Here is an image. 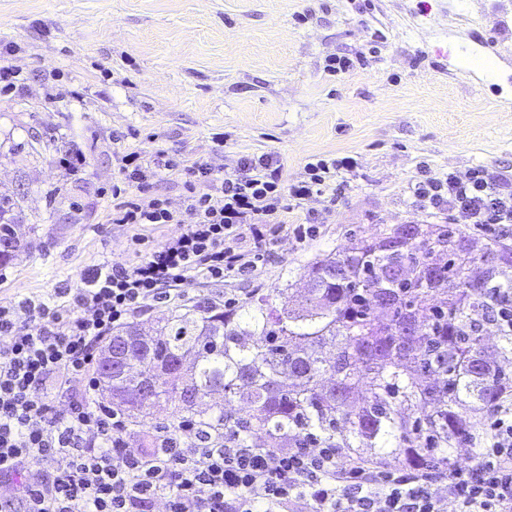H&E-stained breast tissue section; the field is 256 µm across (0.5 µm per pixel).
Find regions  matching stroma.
I'll return each mask as SVG.
<instances>
[{"instance_id": "obj_1", "label": "stroma", "mask_w": 512, "mask_h": 512, "mask_svg": "<svg viewBox=\"0 0 512 512\" xmlns=\"http://www.w3.org/2000/svg\"><path fill=\"white\" fill-rule=\"evenodd\" d=\"M512 0H0V45L28 84L0 97V197L20 211L21 246L0 266V303L75 287L109 257L134 259L136 227L111 224L117 157L164 152L232 171L276 154L284 183L316 155L352 156L321 234L279 239L256 278L190 277V297L246 302L256 289L308 296L310 265L355 236L444 224L408 185L423 172L512 175ZM354 67L336 76L326 61ZM477 58L489 68L474 67ZM87 155L66 169L67 152Z\"/></svg>"}]
</instances>
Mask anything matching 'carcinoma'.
I'll use <instances>...</instances> for the list:
<instances>
[{
    "label": "carcinoma",
    "mask_w": 512,
    "mask_h": 512,
    "mask_svg": "<svg viewBox=\"0 0 512 512\" xmlns=\"http://www.w3.org/2000/svg\"><path fill=\"white\" fill-rule=\"evenodd\" d=\"M12 209L1 197L0 263L18 246ZM510 268L511 248L478 254L443 224H396L315 261L308 307L262 295L231 309L199 298L171 310L136 341L129 363L153 373L152 390L114 377L112 397L139 424L164 401L174 405L173 425L192 419L247 436L257 428L272 448L306 438L363 463L448 469L474 418L512 391V377L485 359L474 318L488 313L494 289H512ZM216 390L242 401L246 414L207 405Z\"/></svg>",
    "instance_id": "cac0c4a2"
}]
</instances>
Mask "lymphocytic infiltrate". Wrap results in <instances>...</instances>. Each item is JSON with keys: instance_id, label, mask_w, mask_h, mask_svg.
<instances>
[{"instance_id": "1", "label": "lymphocytic infiltrate", "mask_w": 512, "mask_h": 512, "mask_svg": "<svg viewBox=\"0 0 512 512\" xmlns=\"http://www.w3.org/2000/svg\"><path fill=\"white\" fill-rule=\"evenodd\" d=\"M353 158H314L291 184L271 153L241 156L233 172L178 165L164 153L131 151L119 169L137 195L113 187L109 219L178 231L132 263L104 260L77 287L54 298L0 304V512H441L447 490L456 512H512V400L500 399L467 441L474 465L412 474L365 469L339 448L296 442L260 448L241 433L202 439L198 426L153 425L151 447L128 440L125 414L97 400L88 380L98 348L148 302L183 304L189 276L216 281L254 278L280 234L315 237V222L292 224L306 201L338 193ZM180 169L181 209L151 193L153 180ZM412 195L449 217L492 235L512 232V177L484 168L434 174L409 184ZM254 247L242 249L244 237ZM87 392L59 407L73 381Z\"/></svg>"}]
</instances>
